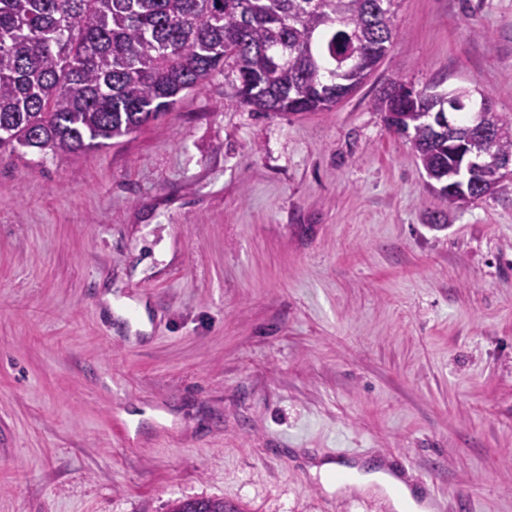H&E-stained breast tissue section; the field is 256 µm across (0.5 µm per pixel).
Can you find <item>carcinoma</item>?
Returning a JSON list of instances; mask_svg holds the SVG:
<instances>
[{"label": "carcinoma", "mask_w": 512, "mask_h": 512, "mask_svg": "<svg viewBox=\"0 0 512 512\" xmlns=\"http://www.w3.org/2000/svg\"><path fill=\"white\" fill-rule=\"evenodd\" d=\"M394 0H0V151L77 156L174 111L181 93L234 61L240 104L255 112H320L362 83L392 38ZM472 91L415 92L395 81L377 99L410 138L441 199L460 161L448 122L469 126ZM465 161L512 162V134L476 139ZM508 174L478 188L502 189ZM171 512H238L222 499L179 500Z\"/></svg>", "instance_id": "carcinoma-1"}]
</instances>
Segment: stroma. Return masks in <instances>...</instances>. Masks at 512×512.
<instances>
[{"mask_svg": "<svg viewBox=\"0 0 512 512\" xmlns=\"http://www.w3.org/2000/svg\"><path fill=\"white\" fill-rule=\"evenodd\" d=\"M396 80L512 117V0H397L324 112L240 106L228 60L107 146L0 152V512H392L320 458L512 512V186L446 205L375 107ZM169 512H240L232 505L224 503V499L195 498L179 500L173 503Z\"/></svg>", "mask_w": 512, "mask_h": 512, "instance_id": "obj_1", "label": "stroma"}]
</instances>
